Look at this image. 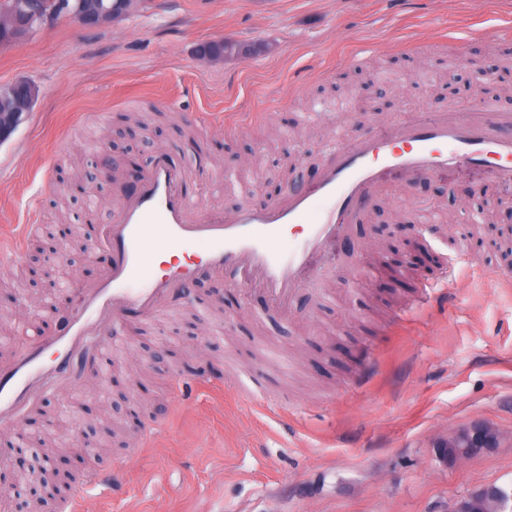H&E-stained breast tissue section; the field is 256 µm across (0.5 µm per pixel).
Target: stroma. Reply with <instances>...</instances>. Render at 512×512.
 Listing matches in <instances>:
<instances>
[{"label": "stroma", "mask_w": 512, "mask_h": 512, "mask_svg": "<svg viewBox=\"0 0 512 512\" xmlns=\"http://www.w3.org/2000/svg\"><path fill=\"white\" fill-rule=\"evenodd\" d=\"M219 40L244 54L204 59ZM459 51L493 71L512 63V0H142L104 28L56 22L0 47V83L39 90L0 142V225L32 207L46 228L65 208L76 229L110 223L114 191L67 193L81 155H121L141 173L163 156L201 206L264 203L309 184L333 135H382L443 108L436 85L459 74ZM368 77L392 105L346 121ZM316 100L328 110L310 124ZM229 114L241 129L216 135ZM473 186L496 205L495 226L475 222ZM382 188L289 317L258 286L202 278L114 342V384L91 376L44 401L64 421L60 442L91 424L116 430L71 460L80 475L124 470L120 485L86 491L85 512H448L484 486L512 489V286L501 280L512 257L492 245L512 236V185L462 166L388 170ZM463 241L471 268L415 307L419 282ZM105 262L91 247L55 267L82 282ZM254 369L270 375L269 397L235 387ZM185 372L211 381L175 397ZM116 389L159 423L151 444L122 432ZM476 423L496 429V447L459 464L440 455Z\"/></svg>", "instance_id": "stroma-1"}]
</instances>
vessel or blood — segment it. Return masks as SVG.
<instances>
[{
  "label": "vessel or blood",
  "mask_w": 512,
  "mask_h": 512,
  "mask_svg": "<svg viewBox=\"0 0 512 512\" xmlns=\"http://www.w3.org/2000/svg\"><path fill=\"white\" fill-rule=\"evenodd\" d=\"M457 165L490 167L512 184V113L452 106L399 124L384 137L330 139L311 186L288 187L263 206L245 203L231 213L201 209L185 176L158 159L137 191L120 197L111 223L95 228L93 240L108 260L77 287L68 309H54L53 335L34 337L0 360V428H17L61 386L82 384L88 369L103 368L131 315L153 317L201 276L231 273L288 312L329 248L346 238L365 201L380 191L381 172L431 175ZM35 231V225H20L8 247L0 246V263L20 255ZM190 244L202 248L198 262L150 271L157 251ZM122 479L116 469L90 470L83 487L74 489L69 512H82L84 486Z\"/></svg>",
  "instance_id": "obj_1"
}]
</instances>
